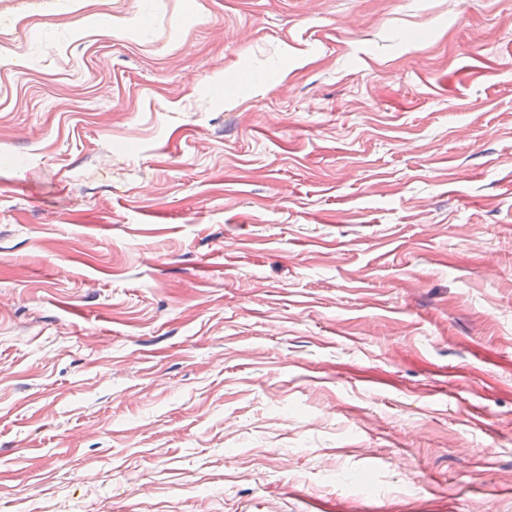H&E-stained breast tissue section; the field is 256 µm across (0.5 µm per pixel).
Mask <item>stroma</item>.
Returning a JSON list of instances; mask_svg holds the SVG:
<instances>
[{
    "mask_svg": "<svg viewBox=\"0 0 512 512\" xmlns=\"http://www.w3.org/2000/svg\"><path fill=\"white\" fill-rule=\"evenodd\" d=\"M0 40V512H512V0Z\"/></svg>",
    "mask_w": 512,
    "mask_h": 512,
    "instance_id": "obj_1",
    "label": "stroma"
}]
</instances>
